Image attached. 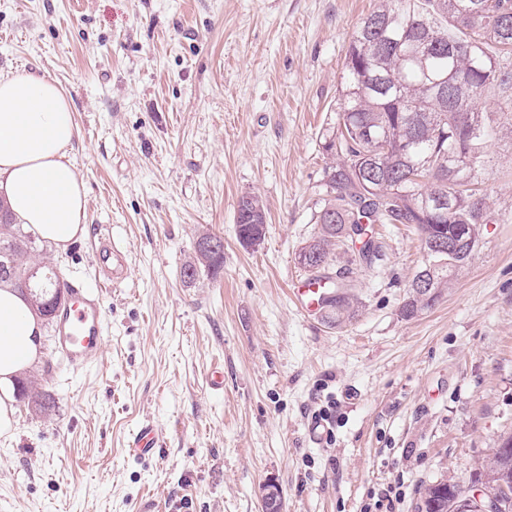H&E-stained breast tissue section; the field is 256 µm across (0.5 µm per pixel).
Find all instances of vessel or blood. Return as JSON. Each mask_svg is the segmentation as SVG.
<instances>
[{
    "label": "vessel or blood",
    "instance_id": "obj_1",
    "mask_svg": "<svg viewBox=\"0 0 512 512\" xmlns=\"http://www.w3.org/2000/svg\"><path fill=\"white\" fill-rule=\"evenodd\" d=\"M95 260L109 287H116L126 279L127 259L119 242L106 240L98 247ZM104 299L103 291L70 285L68 300L55 313L49 355L75 370L102 355L107 341L102 311ZM161 447L157 431L146 425L129 440L126 455L137 461L151 459L160 455Z\"/></svg>",
    "mask_w": 512,
    "mask_h": 512
}]
</instances>
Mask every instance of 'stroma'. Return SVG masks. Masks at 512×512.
Here are the masks:
<instances>
[{
  "mask_svg": "<svg viewBox=\"0 0 512 512\" xmlns=\"http://www.w3.org/2000/svg\"><path fill=\"white\" fill-rule=\"evenodd\" d=\"M377 3L0 0V74L58 81L77 127L86 231L45 257L91 289L100 239L129 261L101 357L75 371L45 353L27 371L52 406L17 400L0 433V512H265L270 485L281 512H377L388 490L392 512H417L421 485L468 484L512 434V136L488 148V222L431 309L400 315L426 260L402 225L379 227L370 267L334 245L360 301L351 323L303 315L292 293L319 231L346 51ZM248 192L267 214L253 248L236 224ZM204 230L224 265L188 284ZM145 424L161 455L134 464L125 448Z\"/></svg>",
  "mask_w": 512,
  "mask_h": 512,
  "instance_id": "obj_1",
  "label": "stroma"
}]
</instances>
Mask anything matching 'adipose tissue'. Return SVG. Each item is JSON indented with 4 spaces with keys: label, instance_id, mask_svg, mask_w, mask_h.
Instances as JSON below:
<instances>
[{
    "label": "adipose tissue",
    "instance_id": "adipose-tissue-1",
    "mask_svg": "<svg viewBox=\"0 0 512 512\" xmlns=\"http://www.w3.org/2000/svg\"><path fill=\"white\" fill-rule=\"evenodd\" d=\"M77 134L65 90L27 71L0 75V199L15 223L56 249L85 232L84 182L68 160ZM42 322L20 292L0 288V432L14 425V379L38 361Z\"/></svg>",
    "mask_w": 512,
    "mask_h": 512
}]
</instances>
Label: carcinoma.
<instances>
[{
  "instance_id": "cac0c4a2",
  "label": "carcinoma",
  "mask_w": 512,
  "mask_h": 512,
  "mask_svg": "<svg viewBox=\"0 0 512 512\" xmlns=\"http://www.w3.org/2000/svg\"><path fill=\"white\" fill-rule=\"evenodd\" d=\"M446 19L437 22L435 15ZM512 0H381L362 18L352 34L341 76L342 98L336 131L324 136L323 150L333 158L324 168L328 199L316 215L321 230L303 250L320 251L323 265L303 269L323 288L319 300L322 320L336 328L358 315L355 285L340 272L328 273L332 241L350 238L363 242L358 260L372 265L379 257L374 239L376 224L413 227L420 239L452 234L459 225L477 223L487 211L480 188L486 171V149L498 128L512 129V113L499 121L482 109L487 87L512 91ZM496 67L490 68V62ZM460 148L470 154L467 169L451 160ZM383 156L387 173L376 181L361 178L366 154ZM444 200V213L432 218V205ZM258 218L266 217L260 195L246 193L237 200ZM0 286L50 295L61 284L56 266L40 259L43 240L24 224L9 219L0 200ZM217 258L195 254L181 269L191 283L203 270L217 272ZM434 297H421L409 288L400 315L411 319L432 308L448 290L459 265L429 256ZM36 275H31L32 269ZM484 489L483 502L473 512H486L485 502H498L497 512H512V434L475 473ZM461 485L435 480L421 493L418 512H457Z\"/></svg>"
}]
</instances>
